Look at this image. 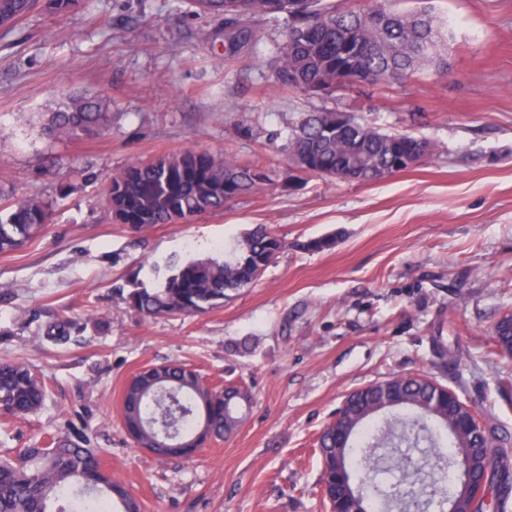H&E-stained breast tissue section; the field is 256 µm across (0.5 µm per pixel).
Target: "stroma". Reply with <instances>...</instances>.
Listing matches in <instances>:
<instances>
[{
	"instance_id": "35a3bbf8",
	"label": "stroma",
	"mask_w": 512,
	"mask_h": 512,
	"mask_svg": "<svg viewBox=\"0 0 512 512\" xmlns=\"http://www.w3.org/2000/svg\"><path fill=\"white\" fill-rule=\"evenodd\" d=\"M430 5L447 25V71L330 97L276 89L255 49L281 43L286 22L253 21L237 42L187 0H82L0 38V186L53 203L39 236L0 253V360L30 365L49 388L39 413L0 423V455L71 422L144 512H324L316 440L364 385L428 373L512 435V360L488 353L512 310V0ZM65 89L103 95L110 131L45 136ZM333 110L433 149L375 183L310 176L289 189L281 134L301 113ZM187 149L264 165L274 181L146 233L113 223L110 177ZM258 224L288 246L223 306L156 318L127 308L135 285ZM330 234L331 249L300 247ZM64 318L80 331L57 345L44 331ZM165 362L252 389L237 432L191 460L156 458L122 428L126 382Z\"/></svg>"
}]
</instances>
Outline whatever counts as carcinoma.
I'll return each mask as SVG.
<instances>
[{
    "instance_id": "1",
    "label": "carcinoma",
    "mask_w": 512,
    "mask_h": 512,
    "mask_svg": "<svg viewBox=\"0 0 512 512\" xmlns=\"http://www.w3.org/2000/svg\"><path fill=\"white\" fill-rule=\"evenodd\" d=\"M205 15L222 16L238 28L235 38L251 36L246 23L255 17L288 19L285 40L266 57L278 89H302L322 76L358 83L364 72L389 84L433 64L447 66L448 38L424 9L406 13L389 0H359L343 7L334 0H189ZM80 0H0V33L40 8L50 14L73 11ZM336 112L303 114L285 139L288 159L310 151L309 174L334 178L340 167L366 182L412 151L413 135L371 128L354 117L339 135L324 134ZM112 126L108 102L97 93L65 90L42 130L58 139L100 136ZM271 181L269 171L244 167L234 158L210 151L185 150L159 155L114 174L106 204L115 224L136 233L221 211L224 205ZM51 204L33 195L10 203L0 192V252L14 251L49 224ZM288 243L259 225L244 234L224 258L188 260L176 265L156 287H135L128 308L151 317L193 315L224 303L228 292L254 283ZM79 331L70 319L50 325L46 337L66 343ZM490 352L512 357V332L504 320L494 325ZM172 381L135 376L124 390L123 427L139 447L155 446L161 458H192L211 439L235 432L251 394L243 386L217 389L182 363L168 362ZM46 384L29 365L0 361V415L21 420L39 411ZM85 436H58L47 446L19 448L0 459V512H141L124 485L102 470L98 452ZM321 493L329 512H374L382 499L404 508L423 501L422 512H486L487 499L460 492L462 470L486 479L499 512L512 501V439L488 419L471 413L460 397L424 374L399 376L363 386L347 395L336 418L319 437ZM367 448H391L390 467L411 477L404 493L382 489L380 458L357 455ZM67 507L53 511L54 500Z\"/></svg>"
}]
</instances>
